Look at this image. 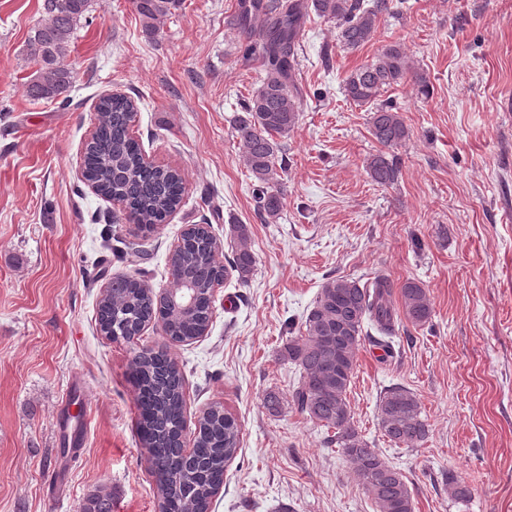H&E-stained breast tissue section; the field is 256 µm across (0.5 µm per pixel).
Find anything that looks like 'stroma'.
<instances>
[{"mask_svg":"<svg viewBox=\"0 0 512 512\" xmlns=\"http://www.w3.org/2000/svg\"><path fill=\"white\" fill-rule=\"evenodd\" d=\"M237 3L182 0L150 34L132 0H92L67 58V100L34 101L23 48L40 0H0V512H84L101 486L112 512H159L128 382L141 345L181 367L187 424L220 404L241 426L210 512H374L348 458L287 404L298 374L278 355L327 279L379 270L426 289L431 324L401 322L388 359L362 339L348 391L356 428L405 476L415 512H512V111L501 108L512 99V0H400L352 51L335 24L308 17L293 75L303 110L284 140L283 208L271 223L254 210L231 135L264 77L228 25ZM394 43L430 93L409 82L382 92L410 130L391 150L399 179L382 187L364 170L380 150L370 108L343 86ZM115 91L139 105L132 132L146 158L184 176L181 207L149 235L80 177L96 104ZM191 224L224 243L232 225H248L249 283L231 275L216 288L208 333L193 342H168L153 325L135 345L104 336L97 311L112 277L170 287L168 258ZM393 386L421 404L420 447L394 445L377 426ZM270 391L285 399L279 412L263 404ZM65 435L77 443L64 456ZM451 476L468 501L449 500Z\"/></svg>","mask_w":512,"mask_h":512,"instance_id":"35a3bbf8","label":"stroma"}]
</instances>
